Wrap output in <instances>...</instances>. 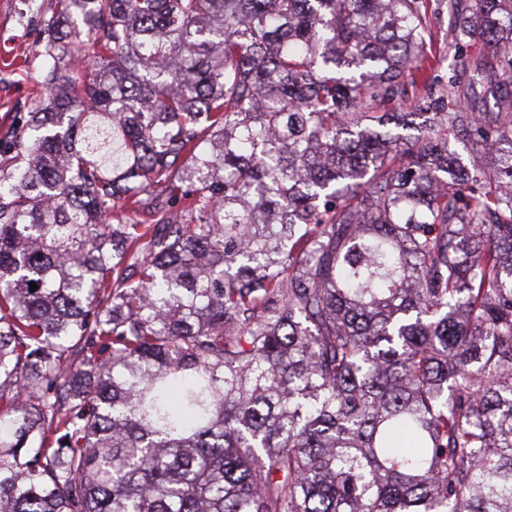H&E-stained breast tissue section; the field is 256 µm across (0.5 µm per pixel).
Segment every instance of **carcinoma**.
Masks as SVG:
<instances>
[{
  "mask_svg": "<svg viewBox=\"0 0 512 512\" xmlns=\"http://www.w3.org/2000/svg\"><path fill=\"white\" fill-rule=\"evenodd\" d=\"M428 11L56 0L0 169V512H512V0H448L466 84ZM429 28L426 35L425 53L436 60V78L447 81L456 64V46L448 29V0H429Z\"/></svg>",
  "mask_w": 512,
  "mask_h": 512,
  "instance_id": "1",
  "label": "carcinoma"
}]
</instances>
